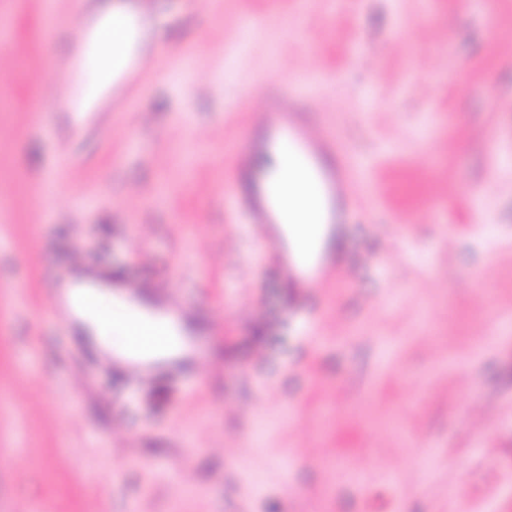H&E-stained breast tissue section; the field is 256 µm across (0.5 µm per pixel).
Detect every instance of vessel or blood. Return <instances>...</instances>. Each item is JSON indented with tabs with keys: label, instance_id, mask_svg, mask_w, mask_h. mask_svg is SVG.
<instances>
[{
	"label": "vessel or blood",
	"instance_id": "vessel-or-blood-1",
	"mask_svg": "<svg viewBox=\"0 0 512 512\" xmlns=\"http://www.w3.org/2000/svg\"><path fill=\"white\" fill-rule=\"evenodd\" d=\"M59 77L77 88L90 81L91 74L78 58L66 64ZM234 153L231 207L268 248L282 284L305 292L340 279L342 265L333 243L346 222L352 184L365 178L362 165L348 157L338 140L317 129L305 108L286 101L276 111L253 113L250 135L235 146ZM268 157L291 158L301 180L270 171L258 173L255 160ZM294 190L317 210L318 223L298 225L290 196ZM102 291L124 301L142 321L160 325L170 334L160 351L133 346L112 353L113 365L137 376L165 371L191 378L199 359L224 334L200 309L180 302L168 289L147 288L137 280L117 284L102 270L78 261L66 275L55 278L52 294L56 308L69 318L90 352L102 351L103 346L82 331L77 313Z\"/></svg>",
	"mask_w": 512,
	"mask_h": 512
}]
</instances>
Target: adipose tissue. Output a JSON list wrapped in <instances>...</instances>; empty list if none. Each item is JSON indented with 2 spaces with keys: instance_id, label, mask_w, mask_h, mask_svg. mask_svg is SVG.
<instances>
[{
  "instance_id": "1",
  "label": "adipose tissue",
  "mask_w": 512,
  "mask_h": 512,
  "mask_svg": "<svg viewBox=\"0 0 512 512\" xmlns=\"http://www.w3.org/2000/svg\"><path fill=\"white\" fill-rule=\"evenodd\" d=\"M135 20L131 10L119 5L101 11L93 27V36L100 46L99 53L90 61L95 78L75 93L70 112L88 111L108 89L113 78L122 72L139 43L140 34L134 27ZM84 318L109 348L123 349L137 337L152 334L151 329L142 326L125 306L108 295L99 296L87 308Z\"/></svg>"
}]
</instances>
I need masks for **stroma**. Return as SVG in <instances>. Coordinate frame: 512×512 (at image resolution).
<instances>
[{"instance_id": "1", "label": "stroma", "mask_w": 512, "mask_h": 512, "mask_svg": "<svg viewBox=\"0 0 512 512\" xmlns=\"http://www.w3.org/2000/svg\"><path fill=\"white\" fill-rule=\"evenodd\" d=\"M125 2L149 57L76 129L86 0H0V512H512V0ZM283 93L375 192L304 296L225 211ZM77 253L223 327L192 384L67 347Z\"/></svg>"}]
</instances>
